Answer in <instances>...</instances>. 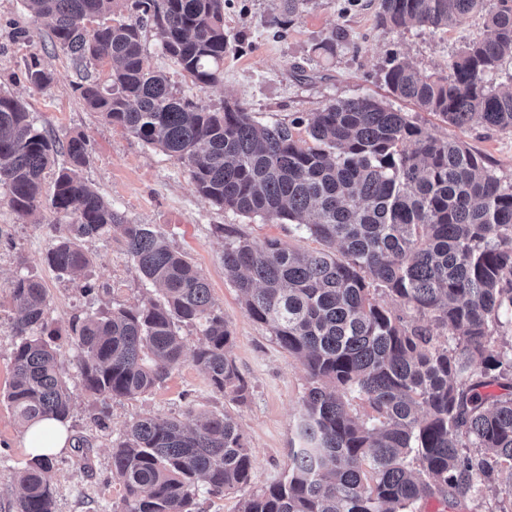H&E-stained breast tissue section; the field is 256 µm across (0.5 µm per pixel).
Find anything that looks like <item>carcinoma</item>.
<instances>
[{
	"instance_id": "carcinoma-1",
	"label": "carcinoma",
	"mask_w": 512,
	"mask_h": 512,
	"mask_svg": "<svg viewBox=\"0 0 512 512\" xmlns=\"http://www.w3.org/2000/svg\"><path fill=\"white\" fill-rule=\"evenodd\" d=\"M25 2L32 16L51 20L55 47L75 63L112 64L109 84L87 78L77 86L90 111L183 165L214 205L297 224L323 245H224V273L247 313L302 361L309 380L286 475L240 512H411L434 496L455 508L487 482L501 494L496 512H512V183L464 143L373 97L263 125L237 100L213 111L174 92L148 64L144 28L198 90L213 88L224 77L225 0H128L129 20L93 29L86 21L113 14L120 0ZM309 2L278 0L271 24L287 33ZM480 12L485 31L439 74L423 76L391 56L390 95L451 126L512 130V73L496 87L485 80L512 60V0H378L377 18L392 29L444 31ZM25 77L36 87L52 80L35 61ZM59 153L67 162L55 173L51 205L75 221L55 228L48 265L67 276L86 269L93 258L82 242L118 228L159 298L77 318L64 337L49 320L41 281L14 278L18 342L5 399L15 418L68 419L63 341L84 354L86 391L134 399L184 361L183 325L201 329L192 359L213 388L244 401L232 333L205 278L161 231L128 223L86 183L84 136L57 145L22 103L0 93V186L16 213L40 207L45 171ZM378 290L419 319L405 320ZM435 327L447 341L434 337ZM491 385L502 393H480ZM349 391L373 415L353 416L343 400ZM53 467L51 456L37 457L15 475L16 512H55ZM252 470L244 435L225 412L191 425L146 417L112 445L123 512H195L200 488L221 495L247 484Z\"/></svg>"
}]
</instances>
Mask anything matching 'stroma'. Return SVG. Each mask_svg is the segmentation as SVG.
<instances>
[{"instance_id":"obj_1","label":"stroma","mask_w":512,"mask_h":512,"mask_svg":"<svg viewBox=\"0 0 512 512\" xmlns=\"http://www.w3.org/2000/svg\"><path fill=\"white\" fill-rule=\"evenodd\" d=\"M377 0H311L294 17L286 35L271 25L272 0H229L224 7V32L230 48L224 55V81L202 95L212 109L239 100L262 124L288 121L326 103L358 96L387 97L383 81L390 54L407 58L422 75L443 68L452 55L483 28L482 16H470L447 32L379 25ZM337 36L336 50L320 51ZM39 61L52 74L44 87L24 78L27 64ZM110 63L75 64L51 43L47 20H32L22 0H0V91L27 107L35 126L49 137L67 141L84 135L89 160L81 174L134 224H152L166 235L204 276L216 306L232 332L230 355L248 386L245 402L217 392L192 360L174 370L151 392L135 399L103 403L84 390L83 353L62 348L64 379L72 393L66 427L70 446L56 454L51 473L56 512H121L123 488L112 475V443L144 416L175 417L191 422L201 413H228L244 433L253 460L248 484L221 495L199 492L196 512H239L243 500L281 480L290 452L297 445L296 426L302 398L309 386L302 364L284 351L267 326L246 312L237 289L225 275L220 257L225 242L245 238L279 239L308 250L318 242L292 224H269L222 209L201 197L188 171L160 149L146 145L119 125L89 111L77 86L84 77L106 82ZM418 124L439 137L456 139L483 155L495 174L512 182V130L481 124L457 128L415 106L393 100ZM50 202H42L37 221L20 217L0 187V512H15L19 488L14 481L29 453L25 432L3 399L11 380L15 304L9 283L21 274L37 276L47 290L50 317L68 332L74 317L105 308L134 306L146 284L124 251L119 232L86 241L94 263L74 276H61L46 262L52 225L65 223ZM223 233H216V225ZM95 286L83 293L85 283ZM109 408V428L100 430L96 416Z\"/></svg>"}]
</instances>
